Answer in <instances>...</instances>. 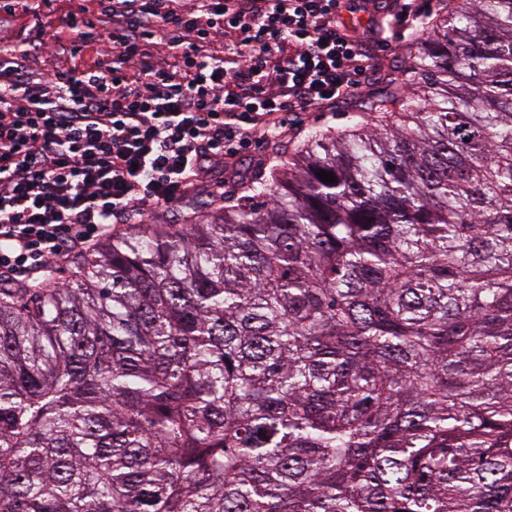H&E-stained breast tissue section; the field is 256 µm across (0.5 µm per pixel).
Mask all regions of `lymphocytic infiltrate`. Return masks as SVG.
<instances>
[{
  "label": "lymphocytic infiltrate",
  "instance_id": "f902f5d3",
  "mask_svg": "<svg viewBox=\"0 0 512 512\" xmlns=\"http://www.w3.org/2000/svg\"><path fill=\"white\" fill-rule=\"evenodd\" d=\"M428 18L424 0H96L58 18L77 51L103 31L84 68L36 77L0 46V279L51 274L203 176L223 196L225 158L347 99Z\"/></svg>",
  "mask_w": 512,
  "mask_h": 512
}]
</instances>
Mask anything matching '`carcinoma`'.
Instances as JSON below:
<instances>
[{
    "label": "carcinoma",
    "mask_w": 512,
    "mask_h": 512,
    "mask_svg": "<svg viewBox=\"0 0 512 512\" xmlns=\"http://www.w3.org/2000/svg\"><path fill=\"white\" fill-rule=\"evenodd\" d=\"M404 54L375 124L0 288V512H512V0Z\"/></svg>",
    "instance_id": "1"
}]
</instances>
